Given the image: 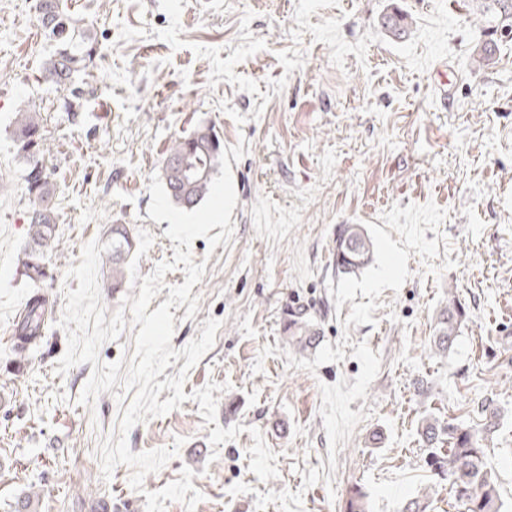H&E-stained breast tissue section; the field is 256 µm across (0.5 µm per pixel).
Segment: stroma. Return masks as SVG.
Segmentation results:
<instances>
[{
	"instance_id": "stroma-1",
	"label": "stroma",
	"mask_w": 512,
	"mask_h": 512,
	"mask_svg": "<svg viewBox=\"0 0 512 512\" xmlns=\"http://www.w3.org/2000/svg\"><path fill=\"white\" fill-rule=\"evenodd\" d=\"M96 53L82 73L76 119L64 92L39 80L56 45L38 0H0V512H145V494L179 479L202 499L195 512H345L360 485L369 512H400L429 493L432 512H461L447 481L426 467V417L479 423L494 399L501 424L487 460L512 512V40L492 65L471 58L487 39L468 0H60ZM408 15L395 39L384 15ZM41 112L59 243L46 276L23 275L31 200L14 142L17 112ZM225 146L237 203L229 243L195 238L205 264L194 317L172 307L173 349L222 320L188 373L180 409L136 425L132 452L184 444L143 491L132 470L103 477L100 442L118 435V401L79 396L91 364L56 368L67 349L59 322L67 278L83 246L126 224L136 248L120 287L99 263L106 315L138 297L143 276L174 257L168 221L149 218L152 176L167 148L199 127ZM362 225L368 266L337 273L336 229ZM46 327L18 357L9 332L32 295ZM456 296L468 311L452 353L430 344ZM305 311L316 346L288 341ZM217 425H243L211 445L193 391L208 382ZM277 455L276 478L250 472V428Z\"/></svg>"
}]
</instances>
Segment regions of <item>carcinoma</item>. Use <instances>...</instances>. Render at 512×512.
<instances>
[{
  "instance_id": "cac0c4a2",
  "label": "carcinoma",
  "mask_w": 512,
  "mask_h": 512,
  "mask_svg": "<svg viewBox=\"0 0 512 512\" xmlns=\"http://www.w3.org/2000/svg\"><path fill=\"white\" fill-rule=\"evenodd\" d=\"M473 14L495 29L502 37L512 36V0H471ZM41 22L49 37L57 44L56 53L43 66L41 76L57 88L67 90L78 99L80 88L74 86L76 72L86 67L91 60L92 49L81 43H74L72 19L59 9V0H38ZM382 26L391 36L403 39L410 33L407 19L400 14L383 17ZM496 54V43L485 42L479 45L471 59L470 66H489ZM18 151L27 164L26 181L33 196L28 213L29 242L25 249L22 264L26 277L35 282L45 276L44 267L36 262L40 253L53 250L58 243L53 207L49 206L50 182L44 166L48 151L43 134V119L38 112H22L17 125ZM224 151L223 140L209 128L202 127L191 135L173 142L167 150L164 166V188L169 198L179 207L192 210L197 207L209 191L213 175L220 166L219 160ZM187 158L204 175L190 177L179 165ZM112 286L121 282L122 265L133 247V237L124 224L112 225ZM336 270L342 274H352L367 266L373 256V243L360 224H343L336 233ZM45 300L32 297L27 319L17 329L18 335L33 337L41 334L45 327ZM467 312L455 297L448 298V306L440 310L432 336L433 348L447 354L457 344ZM291 340L302 349L314 347L319 333L300 313L288 325ZM482 423L472 426L464 423L442 424L435 418H425L421 422L419 435L429 447L426 460L435 475L445 478L456 470L466 475L464 486L449 481L450 492L462 508V512H504L500 493L499 476L486 461V448L483 441L496 431L501 411L494 400L487 399L481 404ZM448 436V447L438 448L440 436ZM346 512H369L367 494L359 486L349 490ZM402 512H431L428 494L410 499Z\"/></svg>"
}]
</instances>
